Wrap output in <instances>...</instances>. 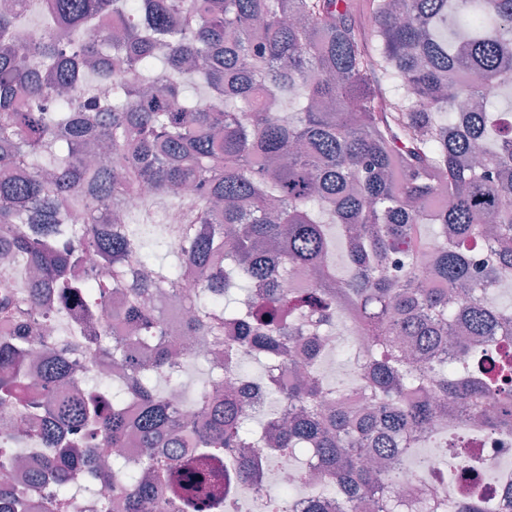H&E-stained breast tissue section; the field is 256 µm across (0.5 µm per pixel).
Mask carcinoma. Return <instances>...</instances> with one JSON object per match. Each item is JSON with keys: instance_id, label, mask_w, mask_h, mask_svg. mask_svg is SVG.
<instances>
[{"instance_id": "cac0c4a2", "label": "carcinoma", "mask_w": 512, "mask_h": 512, "mask_svg": "<svg viewBox=\"0 0 512 512\" xmlns=\"http://www.w3.org/2000/svg\"><path fill=\"white\" fill-rule=\"evenodd\" d=\"M16 2L0 6V403L44 457L25 486L0 487V512H29L31 490L47 512L73 496L92 512H225L234 485L294 448L315 453L339 512L367 495L397 512L395 474L363 458L409 457L457 400L512 431V350L481 347L512 336V310L473 288L512 281V109L485 93L512 80V0H47L24 44L34 0ZM186 77L218 110L196 106ZM97 152L122 168L80 160ZM157 200L186 223H160ZM172 236L164 266L149 251L169 254ZM89 252L110 284L73 286ZM110 288L124 298L113 318ZM159 294L218 356L192 398L202 417L178 428L167 385L184 369ZM73 309L88 357L117 373L100 387L122 392L109 405L66 339L34 353ZM347 317L371 342L348 378L310 365L286 388L253 382L266 395L251 407L220 401L224 374L292 362ZM460 323L476 362L456 369L444 353ZM354 383L369 399L358 416L340 402ZM131 439L135 461L113 452ZM256 444L267 453L224 467L225 449ZM108 481L110 503L96 496ZM266 512H293L291 490ZM447 512L489 510L451 496Z\"/></svg>"}]
</instances>
